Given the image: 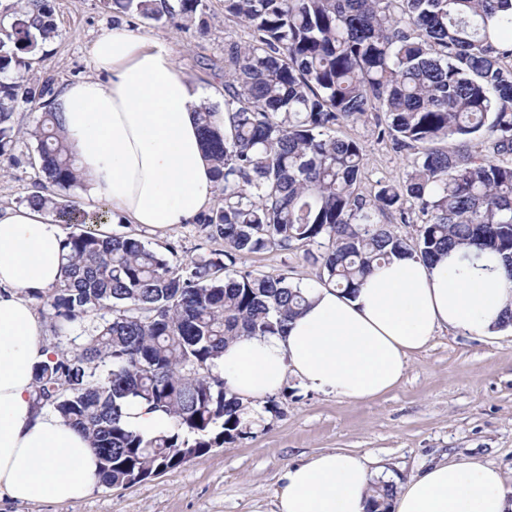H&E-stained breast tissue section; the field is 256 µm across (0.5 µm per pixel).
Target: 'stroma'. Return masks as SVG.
<instances>
[{
	"label": "stroma",
	"mask_w": 512,
	"mask_h": 512,
	"mask_svg": "<svg viewBox=\"0 0 512 512\" xmlns=\"http://www.w3.org/2000/svg\"><path fill=\"white\" fill-rule=\"evenodd\" d=\"M204 35L166 21L126 18L128 27L167 46L177 68L195 85L212 90L224 105V44L246 41L242 25L225 20L223 0H207ZM58 27L55 40L31 59V74L56 85L94 76L86 46L114 20L112 0H51ZM376 113L341 127L339 136L360 139L365 164L360 188L376 192L379 181L401 180L404 154L378 140ZM36 144L16 143L0 158V206L22 205L42 180L34 162ZM111 235L134 234L151 244H174L175 263L223 249L200 225L178 224L155 233L115 221ZM238 267L259 274H287L296 284L315 282L319 270L304 246L270 248L243 256ZM279 408L258 407L247 438L210 449L203 457L131 487L94 485L80 500L32 503L0 494V512H274L275 490L288 467L307 456L341 449L365 455L383 479L407 481L429 466L472 459L498 468L512 490V334L473 336L440 331L427 348L410 357L391 391L364 401L304 388L289 378Z\"/></svg>",
	"instance_id": "1"
}]
</instances>
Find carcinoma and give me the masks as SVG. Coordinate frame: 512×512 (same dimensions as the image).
<instances>
[{"mask_svg":"<svg viewBox=\"0 0 512 512\" xmlns=\"http://www.w3.org/2000/svg\"><path fill=\"white\" fill-rule=\"evenodd\" d=\"M115 22L162 17L184 30L206 0H112ZM249 41L224 44V119L199 112L219 202L198 216L224 249L184 265L132 235L84 231L63 241L60 282L39 297L56 337L93 320L86 341L35 369L36 406L81 433L100 483L184 464L244 438L248 405L224 386L217 360L241 337L282 334L306 298L285 274L239 269L240 256L294 245L320 276L355 291L394 254L425 262L457 246L499 254L512 279V0H224ZM58 29L48 0H0V156L36 142L45 183L26 203L66 224L105 223L61 191L82 184L54 80H16ZM41 110L20 128L15 105ZM383 112L377 138L407 155L401 181L360 191L364 150L336 129ZM424 221L410 246L391 228ZM139 400L172 419L145 439L125 423ZM396 484L370 485L368 512H391Z\"/></svg>","mask_w":512,"mask_h":512,"instance_id":"cac0c4a2","label":"carcinoma"}]
</instances>
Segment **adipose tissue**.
Instances as JSON below:
<instances>
[{
  "label": "adipose tissue",
  "instance_id": "1",
  "mask_svg": "<svg viewBox=\"0 0 512 512\" xmlns=\"http://www.w3.org/2000/svg\"><path fill=\"white\" fill-rule=\"evenodd\" d=\"M96 77L62 85L54 98L90 194L126 222L165 231L193 221L217 196L198 131L209 93L192 88L168 50L122 26L88 49ZM60 224L30 206L0 207V492L67 502L98 482L87 440L34 403L35 367L53 350L33 307L62 277ZM309 304L283 335L231 344L218 362L225 385L259 399L287 376L308 389L367 400L393 389L410 355L441 330L501 332L512 280L486 254L464 268L458 254L434 263L403 255L376 267L355 295L306 284ZM367 459L329 450L294 463L275 512H366ZM394 512H512L502 473L477 461L429 467L398 488Z\"/></svg>",
  "mask_w": 512,
  "mask_h": 512
}]
</instances>
